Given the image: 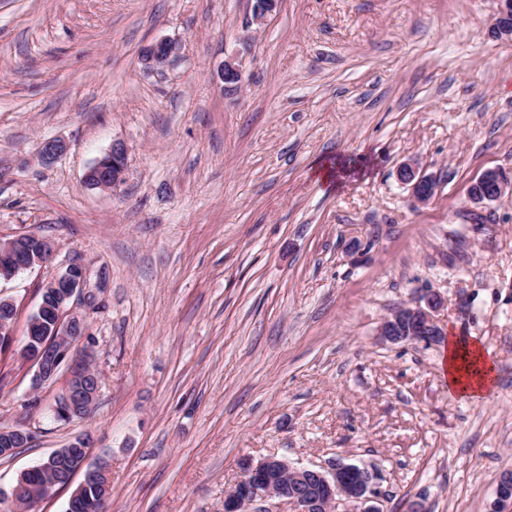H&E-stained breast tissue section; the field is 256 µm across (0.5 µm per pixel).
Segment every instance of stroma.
<instances>
[{
    "label": "stroma",
    "instance_id": "1",
    "mask_svg": "<svg viewBox=\"0 0 512 512\" xmlns=\"http://www.w3.org/2000/svg\"><path fill=\"white\" fill-rule=\"evenodd\" d=\"M499 0H0V238L51 263L0 281V490L76 437L112 461L111 512H224L244 461L337 458L376 472L383 512H491L512 471V196L469 216L486 171L512 180V42ZM168 38L163 67L141 55ZM242 63L240 92L217 68ZM69 143L51 163L43 141ZM122 182L84 174L113 144ZM437 180L415 205L399 167ZM96 296L85 346L102 378L84 419L67 381L32 394L22 355L41 286L70 263ZM437 292L443 330L496 358L456 395L441 344L378 335Z\"/></svg>",
    "mask_w": 512,
    "mask_h": 512
}]
</instances>
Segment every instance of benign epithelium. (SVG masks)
<instances>
[{"instance_id":"7a95c632","label":"benign epithelium","mask_w":512,"mask_h":512,"mask_svg":"<svg viewBox=\"0 0 512 512\" xmlns=\"http://www.w3.org/2000/svg\"><path fill=\"white\" fill-rule=\"evenodd\" d=\"M503 7L496 19L493 32L500 39L512 41V0H502ZM178 44L158 40L143 50L142 58L149 67L166 63L177 54ZM224 90L236 92L242 87V65L236 58L224 61L220 70ZM68 150V144L59 139L46 140L41 145L43 160L53 161ZM125 149L112 146V151L92 164L84 174L85 183L99 190H109L119 184L125 166ZM399 180L408 185L413 202L427 205L433 199L436 182L415 162H406L398 170ZM486 188L469 194L471 212L482 213L485 205L512 195V181L496 171H488L480 178ZM53 256L52 243L32 233L17 234L0 239V279H10L21 270L46 264ZM43 292L55 298L54 319L48 330L42 329L44 305H39L30 317L27 327L28 344L23 357L35 368L32 385L37 390L52 383L63 364H68L69 376L65 387L57 394L54 413L57 419L71 421L86 417L94 406L99 390V377L88 368L92 359L84 349L77 356L72 351L86 338V314L74 307L78 298L90 304L93 295L86 291L82 267L71 265L54 275L43 285ZM441 298L427 289L412 305L394 310L380 324L378 335L386 343L423 342L432 344L442 337L437 313ZM76 446L83 451L81 468L84 478L101 483L106 493L98 512H104L112 479L110 464L93 460L91 441L78 439ZM278 499L292 507V512H382L379 507L377 475L364 467L342 459L329 462L319 469L301 468L286 458L267 457L245 467V475L224 494V512H248L258 501ZM493 512H512V476L500 478Z\"/></svg>"}]
</instances>
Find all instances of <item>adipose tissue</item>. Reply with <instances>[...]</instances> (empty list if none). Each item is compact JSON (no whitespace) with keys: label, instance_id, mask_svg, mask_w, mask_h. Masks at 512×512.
<instances>
[{"label":"adipose tissue","instance_id":"1","mask_svg":"<svg viewBox=\"0 0 512 512\" xmlns=\"http://www.w3.org/2000/svg\"><path fill=\"white\" fill-rule=\"evenodd\" d=\"M441 368L449 389L464 398L482 399L496 386L495 358L477 341L447 336Z\"/></svg>","mask_w":512,"mask_h":512}]
</instances>
